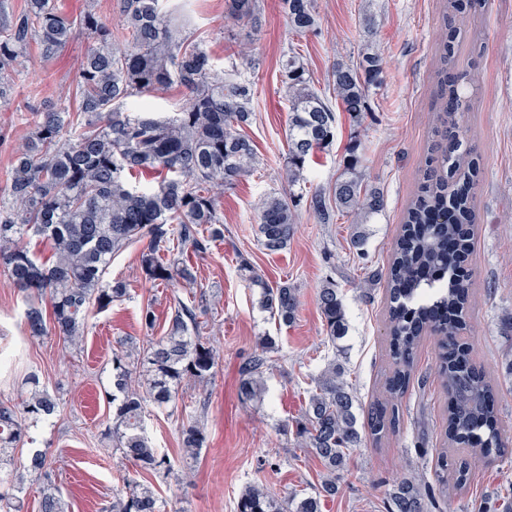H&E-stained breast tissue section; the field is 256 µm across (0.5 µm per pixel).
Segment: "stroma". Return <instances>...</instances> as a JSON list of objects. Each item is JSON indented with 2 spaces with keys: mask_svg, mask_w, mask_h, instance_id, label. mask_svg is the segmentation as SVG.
I'll return each mask as SVG.
<instances>
[{
  "mask_svg": "<svg viewBox=\"0 0 512 512\" xmlns=\"http://www.w3.org/2000/svg\"><path fill=\"white\" fill-rule=\"evenodd\" d=\"M188 34L201 39L217 71L237 69L254 88L253 140L258 165L218 199L223 241L204 254H186L198 283L210 300L200 315L204 333L219 351L213 379L186 387L184 399L204 402L201 420L207 442L191 464L180 461L181 407L156 410L146 419L159 452L178 471H190L189 483L149 475L148 480L172 503L175 512H237L248 485H260L279 499L315 494L324 468L298 448L293 423L299 419L330 361L345 369L354 396V413L384 398L391 372L387 355L385 277L408 205L417 190V174L430 139L435 105L434 69L442 34L445 0H315V31H292L282 0H259L258 28H224V0H168ZM372 25H365V16ZM89 42L77 35L51 60L31 54L14 80L7 102L0 104V187L10 178L15 150L29 131L26 105L31 97L56 102L72 96ZM296 49L313 83L333 97L331 67L336 59L358 61L378 53L382 71L369 87V115L363 127L348 113L336 114V138L307 164L304 190L330 193L350 142L360 144L366 176L379 182L385 210L370 225L363 253L350 246L351 219L317 223L307 204L297 211V229L287 249L276 254L259 243L258 205L267 194L286 193L288 101L280 82L284 52ZM467 71L464 95L468 137L480 155L481 174L473 190L475 247L468 261L472 273L473 329L467 337L474 361L498 389V416L512 429V337L500 327L512 314V0H489L483 12L469 16L457 52ZM143 243L129 245L112 259L110 277L126 281L125 300L92 310L81 350L65 347L50 334L29 339L23 326L25 297L0 268V400L17 401L22 380L37 372L59 408L32 428L17 449L27 458L44 450L68 512H101L105 500L120 493L134 467L113 449L112 352L121 338L146 334L141 309L151 305L155 335H162L174 297L189 299L177 284L148 282L140 267ZM250 263L265 282L298 288L301 306L294 323L281 325L259 306V289L249 287L241 269ZM372 287H364L368 275ZM334 279L342 298L347 332L330 343L323 331L317 292ZM275 338L272 368L265 375L260 403L243 402L239 367L262 337ZM435 345L424 338L418 348L407 393L398 402L399 419L381 439L365 438L350 449L346 468L336 476V493L321 502V512H387L386 493L402 477L422 472L435 481L437 456L447 445L446 400L434 374ZM512 490V453L472 470L464 488H449L434 512H478L485 503Z\"/></svg>",
  "mask_w": 512,
  "mask_h": 512,
  "instance_id": "1",
  "label": "stroma"
}]
</instances>
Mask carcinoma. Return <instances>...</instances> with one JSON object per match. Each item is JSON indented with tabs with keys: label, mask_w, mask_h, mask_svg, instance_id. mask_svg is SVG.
<instances>
[{
	"label": "carcinoma",
	"mask_w": 512,
	"mask_h": 512,
	"mask_svg": "<svg viewBox=\"0 0 512 512\" xmlns=\"http://www.w3.org/2000/svg\"><path fill=\"white\" fill-rule=\"evenodd\" d=\"M488 0H447L445 37L435 70L439 109L434 113L436 140L420 170L415 198L407 208L387 273L388 330L393 370L386 399L367 410L362 426L353 412L354 395L344 372L331 363L317 379L304 415L297 422L298 447L318 457L325 475L316 496L280 503L263 488L245 487L238 512H320V497L336 492V473L347 465V451L375 439L395 425L393 401L408 387L414 354L425 336L435 339L437 373L447 395L448 443L465 447L464 461L442 452L437 466L456 475L463 488L470 470L501 455L508 437L496 407V390L471 357L464 333L471 305V279L462 272L474 239L473 186L479 166L473 149L463 147L466 100L461 85L467 74L456 69L455 17L486 8ZM291 29L298 35L316 24L314 0H284ZM129 33L127 45L112 43V30L85 0L73 19L58 0H27L16 16L0 17V100L7 99L17 75L26 67L28 49L36 45L51 59L76 33L89 46L76 81V111L71 105L43 102L31 108L30 131L16 150L9 182L0 189V266L30 300L24 312L28 337L49 331L68 346L81 347L89 311L104 309L128 295L126 283L106 279L116 255L128 245L148 240L141 252L145 278L160 284L197 287L193 268L183 253H205L224 238L217 194L255 170L256 147L244 133L252 117L254 89L237 71L211 72L207 49L192 40L162 12L159 0H122ZM224 17L234 24L259 23L257 0H225ZM382 59L366 54L356 63L336 61L331 80L343 110L358 121L366 111V89L381 71ZM281 83L288 100L287 195L273 193L258 207L260 244L277 253L288 246L296 226L295 208L307 200L318 223L332 224L349 214L357 227L350 245L363 250L362 225L381 214L380 187L365 179L354 154L336 178L331 200L313 192H295L311 155L329 148L336 135L332 105L318 92L299 53L289 50L281 62ZM177 83L188 101L169 116L126 109L127 99ZM160 175L157 185L140 188L138 171ZM51 245L44 260L30 249L32 239ZM246 280L261 288V308L269 318L292 323L300 308L299 289L286 282L268 287L248 263ZM46 295L50 313L35 298ZM208 306L206 292L189 304L174 298L173 312L161 336L139 343L120 341L112 357V442L136 473L170 474L171 460L158 453L149 436L148 407L176 404L190 383L209 381L217 351L202 335L197 311ZM324 331L331 343L345 334L346 318L336 284L318 292ZM276 347L266 336L261 349L240 366L241 394L262 397L268 353ZM16 403L0 402V512H20L22 492L18 467L39 476L40 512H66L62 492L48 470L46 454L36 451L15 463L14 450L27 437L30 424L56 412L58 404L37 373L24 378ZM182 458L195 460L206 441L201 420L193 416L180 431ZM388 512H430L427 477L402 478L389 493ZM102 512H168L151 483L125 479L124 491Z\"/></svg>",
	"instance_id": "carcinoma-1"
}]
</instances>
